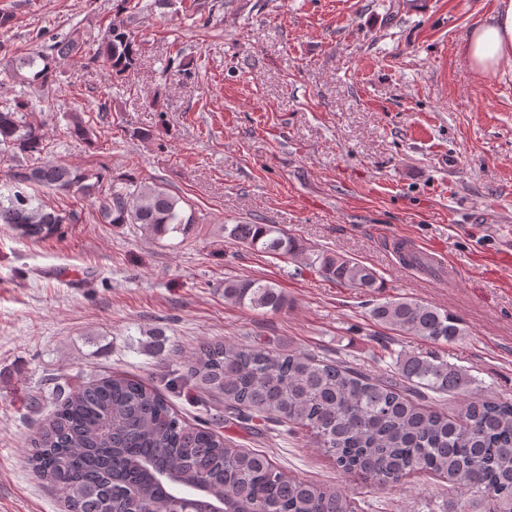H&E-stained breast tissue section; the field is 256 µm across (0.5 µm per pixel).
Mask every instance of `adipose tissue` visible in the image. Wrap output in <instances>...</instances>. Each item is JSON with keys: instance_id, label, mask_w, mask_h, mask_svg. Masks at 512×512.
I'll return each mask as SVG.
<instances>
[{"instance_id": "1", "label": "adipose tissue", "mask_w": 512, "mask_h": 512, "mask_svg": "<svg viewBox=\"0 0 512 512\" xmlns=\"http://www.w3.org/2000/svg\"><path fill=\"white\" fill-rule=\"evenodd\" d=\"M461 53L471 69L484 75L512 69V0H500L496 11L475 25Z\"/></svg>"}]
</instances>
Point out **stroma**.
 <instances>
[{
    "instance_id": "35a3bbf8",
    "label": "stroma",
    "mask_w": 512,
    "mask_h": 512,
    "mask_svg": "<svg viewBox=\"0 0 512 512\" xmlns=\"http://www.w3.org/2000/svg\"><path fill=\"white\" fill-rule=\"evenodd\" d=\"M497 3L132 0L117 15L112 0H0L14 14L0 32V105L26 87L21 57L85 42L28 114L49 142L35 164L160 185L195 220L189 236L158 239L102 223L97 196L42 189L77 221L37 242L0 224V512H62L26 465L29 439L58 377L112 374L158 387L187 423L266 451L289 476L350 487L363 512H446L448 485L433 473L350 485L310 433L225 423L221 397L196 399L173 379L206 341L340 357L377 375L382 349L432 348L476 378L475 393L512 399V262L501 252L512 232V71L478 74L458 52ZM115 20L139 49L120 78L92 60ZM75 113L91 143L71 137ZM224 224L280 225L372 267L381 287L367 297L225 238ZM397 238L424 246L429 267L404 265ZM238 278L277 284L287 306L225 301V280ZM395 297L457 315L465 336L433 346L374 323L371 300Z\"/></svg>"
}]
</instances>
